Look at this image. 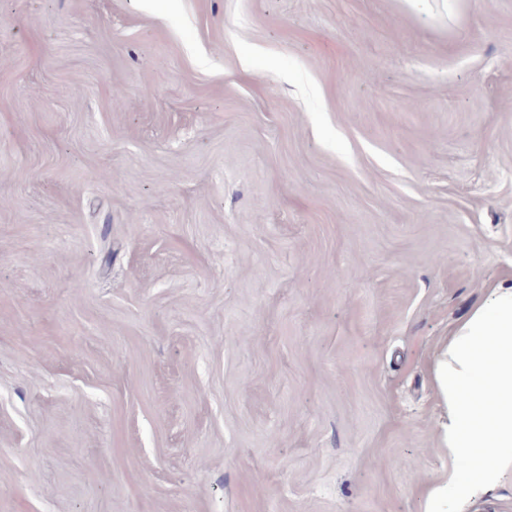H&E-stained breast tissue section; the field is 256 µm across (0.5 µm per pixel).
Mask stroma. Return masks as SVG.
I'll use <instances>...</instances> for the list:
<instances>
[{"mask_svg":"<svg viewBox=\"0 0 512 512\" xmlns=\"http://www.w3.org/2000/svg\"><path fill=\"white\" fill-rule=\"evenodd\" d=\"M509 283L512 0H0V512H425Z\"/></svg>","mask_w":512,"mask_h":512,"instance_id":"obj_1","label":"stroma"}]
</instances>
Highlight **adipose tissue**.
<instances>
[{"label": "adipose tissue", "mask_w": 512, "mask_h": 512, "mask_svg": "<svg viewBox=\"0 0 512 512\" xmlns=\"http://www.w3.org/2000/svg\"><path fill=\"white\" fill-rule=\"evenodd\" d=\"M441 406L440 445L447 474L427 488L425 512H448V499L498 482L512 464V285L491 289L431 362Z\"/></svg>", "instance_id": "ef3b65f1"}]
</instances>
